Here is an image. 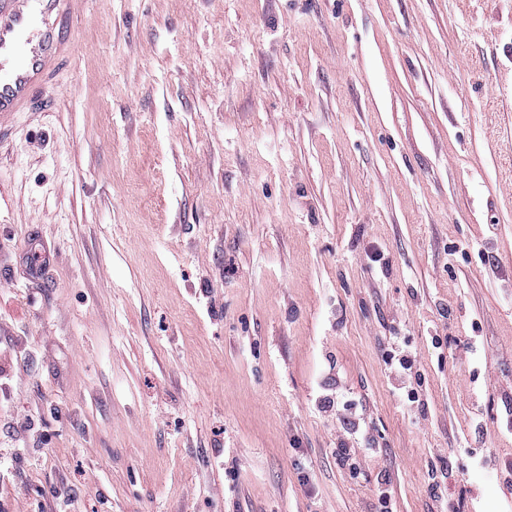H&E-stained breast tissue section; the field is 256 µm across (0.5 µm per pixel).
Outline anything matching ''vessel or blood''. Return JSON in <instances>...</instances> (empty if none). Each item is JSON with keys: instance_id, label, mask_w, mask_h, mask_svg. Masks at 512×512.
Wrapping results in <instances>:
<instances>
[{"instance_id": "obj_1", "label": "vessel or blood", "mask_w": 512, "mask_h": 512, "mask_svg": "<svg viewBox=\"0 0 512 512\" xmlns=\"http://www.w3.org/2000/svg\"><path fill=\"white\" fill-rule=\"evenodd\" d=\"M87 0H0V121L51 109Z\"/></svg>"}]
</instances>
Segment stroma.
Wrapping results in <instances>:
<instances>
[{"label":"stroma","mask_w":512,"mask_h":512,"mask_svg":"<svg viewBox=\"0 0 512 512\" xmlns=\"http://www.w3.org/2000/svg\"><path fill=\"white\" fill-rule=\"evenodd\" d=\"M73 35L0 129V512H512V0H90ZM336 448V457L339 462L348 467L351 473H356L360 470L359 458L361 453L364 456L369 455L370 451L366 448H351L348 441L341 439Z\"/></svg>","instance_id":"obj_1"}]
</instances>
